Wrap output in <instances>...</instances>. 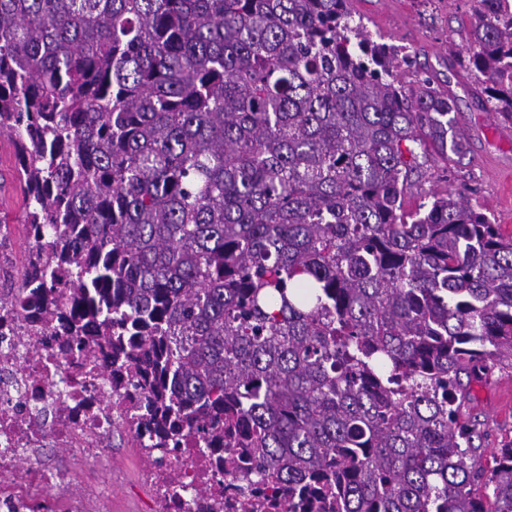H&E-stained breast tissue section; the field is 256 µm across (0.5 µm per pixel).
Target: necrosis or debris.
Here are the masks:
<instances>
[{"mask_svg": "<svg viewBox=\"0 0 512 512\" xmlns=\"http://www.w3.org/2000/svg\"><path fill=\"white\" fill-rule=\"evenodd\" d=\"M56 323L28 317L15 301H0V512H95L106 484L88 486L75 470L23 467L47 448L66 449L74 461H112V433H134L127 409L140 393L126 375L112 373L107 352L62 348ZM138 448L141 475L162 512H212L224 500V476L211 455L178 448L157 461ZM67 485L65 495L49 492Z\"/></svg>", "mask_w": 512, "mask_h": 512, "instance_id": "1", "label": "necrosis or debris"}]
</instances>
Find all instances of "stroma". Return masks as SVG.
<instances>
[{"mask_svg": "<svg viewBox=\"0 0 512 512\" xmlns=\"http://www.w3.org/2000/svg\"><path fill=\"white\" fill-rule=\"evenodd\" d=\"M355 17L361 18L373 40L394 44L416 53L415 71L402 81L413 87L417 74L429 76L435 86L454 95L456 118L469 135V151L460 164L444 168L442 161L424 164L406 197L415 208L432 190L471 188L474 205L512 236V196L503 183L512 174V123L496 119L483 108L482 77L466 67L467 28L476 0H350ZM14 149L0 137V222L11 232H21L23 197L16 178ZM469 413L481 422L484 462L512 443V372H497L473 384ZM83 474L112 485V494L100 499L97 512H155L156 504L143 484L129 436L112 435V469L102 471L86 463Z\"/></svg>", "mask_w": 512, "mask_h": 512, "instance_id": "1", "label": "stroma"}]
</instances>
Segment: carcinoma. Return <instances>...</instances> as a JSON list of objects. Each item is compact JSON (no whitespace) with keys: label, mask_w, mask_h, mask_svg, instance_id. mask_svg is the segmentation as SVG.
<instances>
[{"label":"carcinoma","mask_w":512,"mask_h":512,"mask_svg":"<svg viewBox=\"0 0 512 512\" xmlns=\"http://www.w3.org/2000/svg\"><path fill=\"white\" fill-rule=\"evenodd\" d=\"M349 0H0V136L22 310L105 348L155 448L196 437L243 512H512L464 417L512 370V237L464 191L405 209L416 149L467 152L453 98ZM468 64L512 122V5ZM16 160L14 149L8 138L0 137V219L2 224H9L12 234L23 232L22 212L23 197L16 178Z\"/></svg>","instance_id":"cac0c4a2"}]
</instances>
